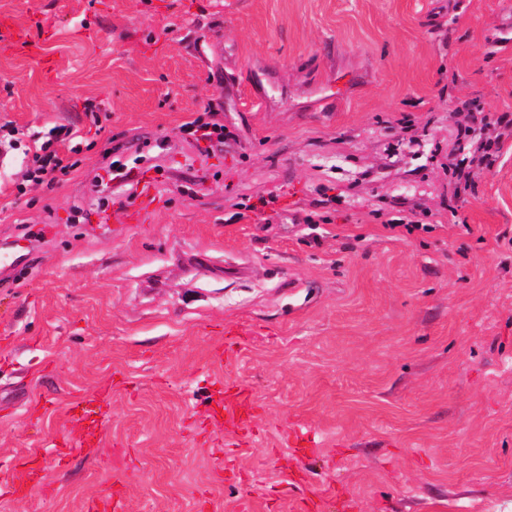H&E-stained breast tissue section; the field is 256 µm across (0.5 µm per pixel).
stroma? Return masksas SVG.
<instances>
[{"instance_id":"35a3bbf8","label":"stroma","mask_w":512,"mask_h":512,"mask_svg":"<svg viewBox=\"0 0 512 512\" xmlns=\"http://www.w3.org/2000/svg\"><path fill=\"white\" fill-rule=\"evenodd\" d=\"M511 19L0 0V122L85 141L51 190L17 196L23 151L0 165V512H512V134L466 195L448 166L471 112L512 113ZM212 101L206 151L179 127ZM108 150L134 173L102 204Z\"/></svg>"}]
</instances>
